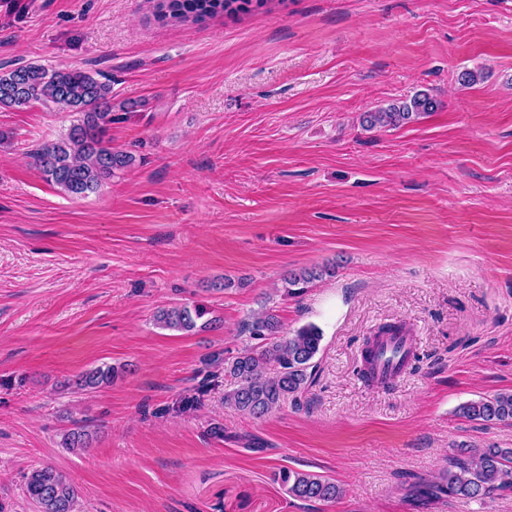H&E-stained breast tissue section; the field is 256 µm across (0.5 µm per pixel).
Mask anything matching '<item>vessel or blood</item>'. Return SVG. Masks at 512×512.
I'll return each instance as SVG.
<instances>
[{"label": "vessel or blood", "instance_id": "b4317fda", "mask_svg": "<svg viewBox=\"0 0 512 512\" xmlns=\"http://www.w3.org/2000/svg\"><path fill=\"white\" fill-rule=\"evenodd\" d=\"M416 345L414 330L407 324L380 336L365 365L369 385L381 386L402 377L416 355Z\"/></svg>", "mask_w": 512, "mask_h": 512}]
</instances>
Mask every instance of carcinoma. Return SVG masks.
Returning a JSON list of instances; mask_svg holds the SVG:
<instances>
[{
  "instance_id": "obj_1",
  "label": "carcinoma",
  "mask_w": 512,
  "mask_h": 512,
  "mask_svg": "<svg viewBox=\"0 0 512 512\" xmlns=\"http://www.w3.org/2000/svg\"><path fill=\"white\" fill-rule=\"evenodd\" d=\"M269 0H148L155 19L173 22H199L220 16H236L253 8H263ZM31 103L51 104L62 112L77 115L76 123L61 138L40 145L32 152L33 164L42 177L66 195L82 197L102 183L132 166V153L112 148L108 132L115 121L112 83L81 69H53L27 64L0 72V107ZM438 102L426 91L392 104L387 109L366 112L362 125L400 126L435 111ZM320 277L314 270L291 272L286 292ZM209 314L203 304L176 305L159 310L156 325L164 330L190 333L197 321ZM281 322L269 311L252 314L244 330L256 340L239 355L224 360V375L234 379L224 401L246 414L261 417L292 399L298 400L309 380L308 369L320 350L322 335L310 324L280 337ZM112 365L91 369L77 381L83 389H95L112 382ZM460 415L485 425L512 421V393L481 397L459 408ZM90 434L82 427L66 431L65 448H85ZM274 480L300 501H334L340 488L321 477L283 468ZM24 493L37 512H77L78 491L66 474L45 465L24 475ZM512 492V448H470L461 446L448 457V468L440 481L416 489V503L423 508L442 495L459 499H482L494 493Z\"/></svg>"
}]
</instances>
